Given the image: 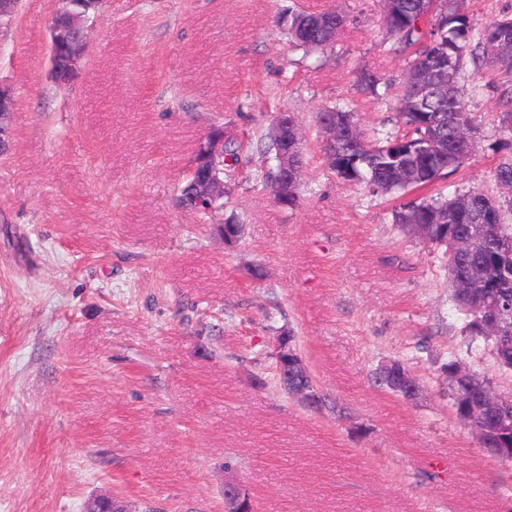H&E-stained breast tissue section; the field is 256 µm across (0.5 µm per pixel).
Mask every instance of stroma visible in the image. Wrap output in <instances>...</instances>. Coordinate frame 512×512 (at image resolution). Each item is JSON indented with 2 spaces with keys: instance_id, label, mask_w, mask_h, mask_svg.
Wrapping results in <instances>:
<instances>
[{
  "instance_id": "stroma-1",
  "label": "stroma",
  "mask_w": 512,
  "mask_h": 512,
  "mask_svg": "<svg viewBox=\"0 0 512 512\" xmlns=\"http://www.w3.org/2000/svg\"><path fill=\"white\" fill-rule=\"evenodd\" d=\"M348 15L334 48L289 44L293 10ZM57 0H20L0 26V85L15 100L0 155V512H224L231 481L256 512H512V461L481 448L448 397L455 359L512 397V373L463 330L440 251L392 222L395 199L337 178L315 122L352 102L389 130L399 83L379 0H103L84 63L51 72ZM469 163L430 193L493 195L512 162L491 83L471 98ZM294 113L301 201L255 180L264 137ZM240 148L224 207L179 208L175 188L214 128ZM235 216L243 233L225 242ZM265 275L254 279L251 269ZM292 330L327 404L274 378ZM407 363L422 392L377 384Z\"/></svg>"
}]
</instances>
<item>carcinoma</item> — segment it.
Listing matches in <instances>:
<instances>
[{
    "label": "carcinoma",
    "mask_w": 512,
    "mask_h": 512,
    "mask_svg": "<svg viewBox=\"0 0 512 512\" xmlns=\"http://www.w3.org/2000/svg\"><path fill=\"white\" fill-rule=\"evenodd\" d=\"M382 22L391 39L389 51L406 58L402 82L394 97L398 128L381 137L368 136L357 112L348 104L326 106L316 113L325 135L328 165L344 181L362 186L370 195H394L403 203L393 209L392 221L402 227L421 222L432 225L424 243L441 251L450 286L468 281L470 293L453 291L464 330L471 341L491 349L499 366L512 370V226L504 224L512 212V196L495 197L481 189L452 195L410 198L464 167L473 151L464 132L477 128L464 89V65L472 60L480 69L512 79V16L478 25L460 0H381ZM331 14L334 24L307 31L319 17ZM347 24L338 8L314 7L288 15V35L297 47L333 46ZM388 85L383 75L363 71L359 91L377 93ZM500 98L506 110L501 124L512 130V82L503 86ZM239 147L224 145L216 160L197 154L191 170L226 160L236 163ZM193 174L177 190L180 207L206 215L223 206L217 201L198 206L191 192ZM472 224H486L488 231L463 251ZM504 315L498 335L487 334L485 316L494 303ZM492 448H512V416L489 422Z\"/></svg>",
    "instance_id": "cac0c4a2"
}]
</instances>
